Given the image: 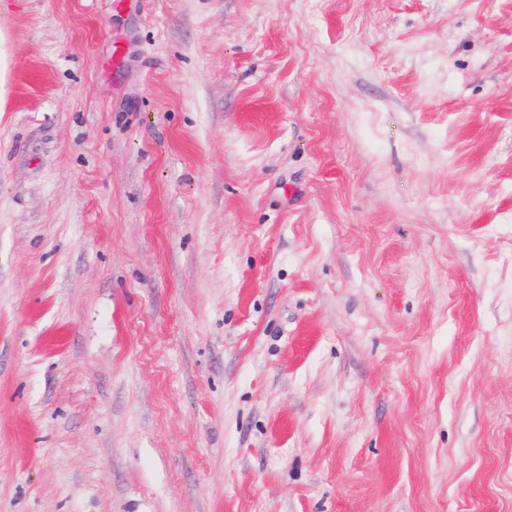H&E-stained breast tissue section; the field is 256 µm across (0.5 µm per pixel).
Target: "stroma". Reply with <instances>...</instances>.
<instances>
[{"instance_id": "stroma-1", "label": "stroma", "mask_w": 512, "mask_h": 512, "mask_svg": "<svg viewBox=\"0 0 512 512\" xmlns=\"http://www.w3.org/2000/svg\"><path fill=\"white\" fill-rule=\"evenodd\" d=\"M0 512H512V0H0Z\"/></svg>"}]
</instances>
